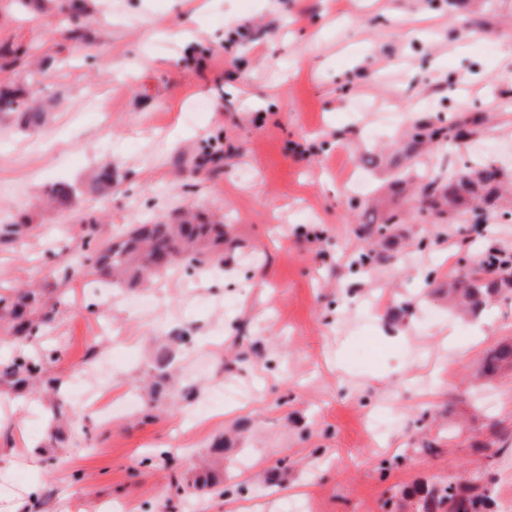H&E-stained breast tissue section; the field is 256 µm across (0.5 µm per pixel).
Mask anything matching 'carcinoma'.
Here are the masks:
<instances>
[{"instance_id":"carcinoma-1","label":"carcinoma","mask_w":512,"mask_h":512,"mask_svg":"<svg viewBox=\"0 0 512 512\" xmlns=\"http://www.w3.org/2000/svg\"><path fill=\"white\" fill-rule=\"evenodd\" d=\"M21 106L16 92L5 85L0 88V113L15 112ZM481 124L480 115L450 113L438 114L434 119L413 126L411 135L400 150L412 156L426 143L454 144L459 142V130L474 135ZM512 193L501 167L493 159H483L471 166L449 172L441 171L422 176L419 215L429 216L438 224L484 223V218L495 217L504 223L512 222V211L502 208L499 199ZM121 240L102 239L95 232L85 235L83 241L85 273L104 280H137L147 273H157L171 263L189 266H209L222 261L224 225L222 224H166L146 218L119 231ZM19 299L9 302L0 296V319L11 322L10 336L16 347L12 362L0 373L15 385L41 378L43 363L28 356L27 340L48 325L54 312L40 304L36 291L18 289ZM512 293V268L495 263V256L483 255L468 275V285L460 288L455 281L448 282V297L462 299L476 309L483 302ZM503 365H512V344L504 343L490 352L483 362L487 376L498 372ZM486 506L484 496L475 490L460 493L450 485L430 490L423 498V512H479Z\"/></svg>"}]
</instances>
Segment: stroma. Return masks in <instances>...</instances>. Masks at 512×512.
Returning a JSON list of instances; mask_svg holds the SVG:
<instances>
[{
	"instance_id": "obj_1",
	"label": "stroma",
	"mask_w": 512,
	"mask_h": 512,
	"mask_svg": "<svg viewBox=\"0 0 512 512\" xmlns=\"http://www.w3.org/2000/svg\"><path fill=\"white\" fill-rule=\"evenodd\" d=\"M3 46L27 55L0 80L47 116L0 114V284L55 303L29 351L56 359L37 387L0 378V512H420L448 484L512 512V367L477 376L512 298L463 319L445 298L512 223L411 219L357 264L396 175L485 155L512 176V0H0ZM462 97L490 117L467 152L393 164L405 107ZM107 164L115 189L89 191ZM59 182L71 204L47 205ZM187 213L223 225L222 264L76 274L87 221ZM112 358L130 402L105 421L72 388ZM219 386L235 402L196 417Z\"/></svg>"
}]
</instances>
